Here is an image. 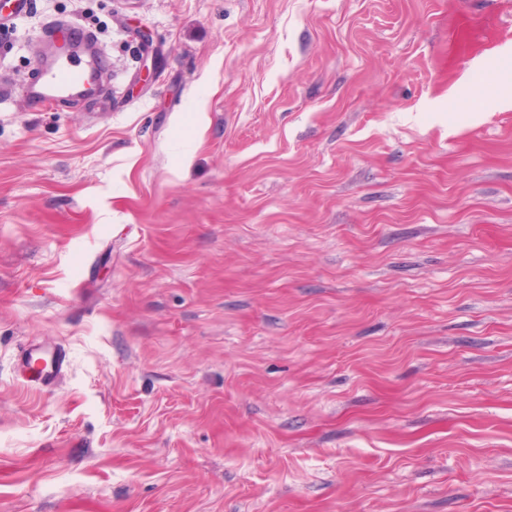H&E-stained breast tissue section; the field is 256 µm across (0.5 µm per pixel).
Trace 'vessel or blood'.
Instances as JSON below:
<instances>
[{"instance_id":"obj_1","label":"vessel or blood","mask_w":512,"mask_h":512,"mask_svg":"<svg viewBox=\"0 0 512 512\" xmlns=\"http://www.w3.org/2000/svg\"><path fill=\"white\" fill-rule=\"evenodd\" d=\"M39 77L22 88V97L44 107H55L97 90L103 59L96 37L76 21L55 19L41 36ZM65 356L43 346L29 348L21 360L25 379L46 384L60 372Z\"/></svg>"}]
</instances>
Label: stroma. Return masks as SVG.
Instances as JSON below:
<instances>
[{"label":"stroma","instance_id":"obj_1","mask_svg":"<svg viewBox=\"0 0 512 512\" xmlns=\"http://www.w3.org/2000/svg\"><path fill=\"white\" fill-rule=\"evenodd\" d=\"M53 19L112 81L0 103V512H512V0H33L0 75ZM47 346L29 348L21 360V368L25 379L31 383L47 384L61 371L65 354L61 351L46 349ZM40 362L39 366H34Z\"/></svg>","mask_w":512,"mask_h":512}]
</instances>
